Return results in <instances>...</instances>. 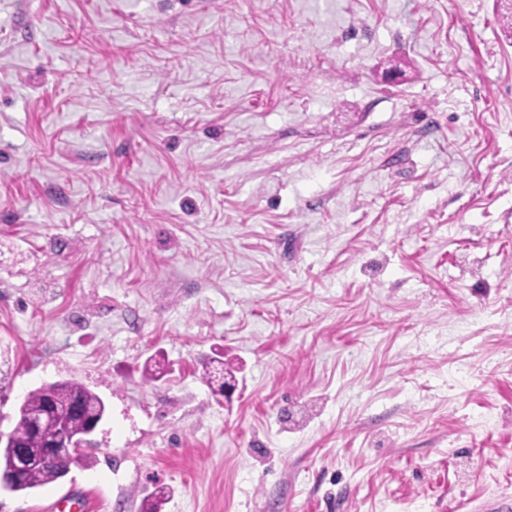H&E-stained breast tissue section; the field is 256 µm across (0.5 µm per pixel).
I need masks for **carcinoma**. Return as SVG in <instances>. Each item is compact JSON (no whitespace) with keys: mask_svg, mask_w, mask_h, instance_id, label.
<instances>
[{"mask_svg":"<svg viewBox=\"0 0 512 512\" xmlns=\"http://www.w3.org/2000/svg\"><path fill=\"white\" fill-rule=\"evenodd\" d=\"M203 379L213 392L222 395L224 384L235 381V376L232 370L224 368V358L221 357L210 361ZM49 405L60 411V419L73 432H79L85 427L86 412L105 411L101 397L77 381L43 384L29 391L19 406L18 421L12 430L14 440L23 444L33 458L32 465L15 488L17 492L53 483L69 472L70 461L62 458L46 461L42 457L44 437L55 432L60 419H49L41 433L31 430L27 422V415L40 413Z\"/></svg>","mask_w":512,"mask_h":512,"instance_id":"1","label":"carcinoma"}]
</instances>
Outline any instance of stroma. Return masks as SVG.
Instances as JSON below:
<instances>
[{
	"label": "stroma",
	"instance_id": "obj_1",
	"mask_svg": "<svg viewBox=\"0 0 512 512\" xmlns=\"http://www.w3.org/2000/svg\"><path fill=\"white\" fill-rule=\"evenodd\" d=\"M64 380L0 512H512L497 0H0V432ZM202 378L214 393L224 394L225 399H229L236 389L234 387H224V382L235 381L233 371L224 368V356L211 360L209 366H206ZM48 405L60 411V419L73 432H79L85 427L87 411L100 410L105 413V404L101 397L77 381L67 380L43 384L29 391L19 406V417L12 435L16 442L25 446L33 461L18 487L15 488V492L34 489L57 481L69 472L71 461L80 456L85 448H93V442L89 436L95 431L99 422H92L83 433L65 436L63 441L60 437L47 438L44 457L49 459L64 454L71 461L62 458L44 460L41 450L44 437L55 432L58 420L49 419L43 432L38 433L30 429L27 415L43 412ZM61 443L65 448H60Z\"/></svg>",
	"mask_w": 512,
	"mask_h": 512
}]
</instances>
